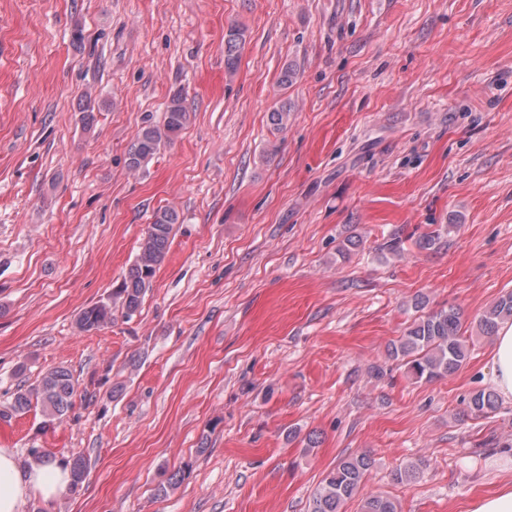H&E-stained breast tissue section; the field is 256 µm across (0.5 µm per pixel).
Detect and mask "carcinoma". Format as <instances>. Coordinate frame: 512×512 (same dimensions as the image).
Returning a JSON list of instances; mask_svg holds the SVG:
<instances>
[{
	"mask_svg": "<svg viewBox=\"0 0 512 512\" xmlns=\"http://www.w3.org/2000/svg\"><path fill=\"white\" fill-rule=\"evenodd\" d=\"M244 42L242 29L232 26L227 30L224 36L227 69L234 68ZM289 115L288 103L282 102L269 112V121L283 130ZM189 121L190 112L182 95L173 96L166 107L163 124H147L136 133L127 152L128 167L135 171L145 167ZM176 223L178 214L172 209H161L154 214L144 232L139 254L120 287L112 293V300L84 308L77 318L80 330L90 332L112 322L116 307L121 308L127 318L138 312L156 268L169 250ZM412 307L418 316L397 342L391 344L389 356L402 360L407 376L418 382H430L454 374L469 355L466 337L461 334L459 313L452 308L425 313V301L421 298L415 299ZM508 319L512 320V291L485 310L477 322L482 333L491 335L500 322ZM76 395L77 384L71 371L62 366L55 367L43 373L37 384L18 389L11 403L0 410V418L22 415L33 407H39L50 420H60L72 408ZM496 408V395L484 390L474 392L467 403V411L474 416L487 414ZM372 464L367 453L340 459L323 474L309 500L308 512H342L344 503L356 496L361 497V512H400L395 500L365 491ZM66 467L70 471L71 490L76 491L87 477V460L81 455H74L66 461Z\"/></svg>",
	"mask_w": 512,
	"mask_h": 512,
	"instance_id": "carcinoma-1",
	"label": "carcinoma"
}]
</instances>
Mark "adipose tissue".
I'll return each instance as SVG.
<instances>
[{
    "instance_id": "adipose-tissue-1",
    "label": "adipose tissue",
    "mask_w": 512,
    "mask_h": 512,
    "mask_svg": "<svg viewBox=\"0 0 512 512\" xmlns=\"http://www.w3.org/2000/svg\"><path fill=\"white\" fill-rule=\"evenodd\" d=\"M491 382L498 395L512 402V322L503 323L495 336L494 367ZM68 468L57 462L32 464L20 469L8 448H0V512H23L31 496L53 502L69 491Z\"/></svg>"
}]
</instances>
